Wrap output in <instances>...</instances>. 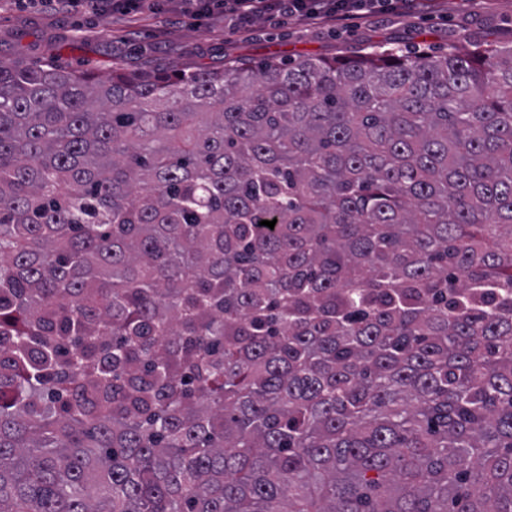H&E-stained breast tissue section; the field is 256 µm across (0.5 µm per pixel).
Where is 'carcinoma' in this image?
I'll use <instances>...</instances> for the list:
<instances>
[{
	"instance_id": "carcinoma-1",
	"label": "carcinoma",
	"mask_w": 512,
	"mask_h": 512,
	"mask_svg": "<svg viewBox=\"0 0 512 512\" xmlns=\"http://www.w3.org/2000/svg\"><path fill=\"white\" fill-rule=\"evenodd\" d=\"M0 512H512V45L0 58Z\"/></svg>"
}]
</instances>
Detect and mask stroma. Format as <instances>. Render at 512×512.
<instances>
[{
    "label": "stroma",
    "mask_w": 512,
    "mask_h": 512,
    "mask_svg": "<svg viewBox=\"0 0 512 512\" xmlns=\"http://www.w3.org/2000/svg\"><path fill=\"white\" fill-rule=\"evenodd\" d=\"M512 42V0H437L435 9L306 27L295 20H257L230 33L223 14L205 25L144 4L134 17L75 14L48 0H0V58L27 67L44 62L106 79L115 73L223 70L240 61L259 68L271 59L342 57L374 49L415 56L456 47Z\"/></svg>",
    "instance_id": "stroma-1"
}]
</instances>
